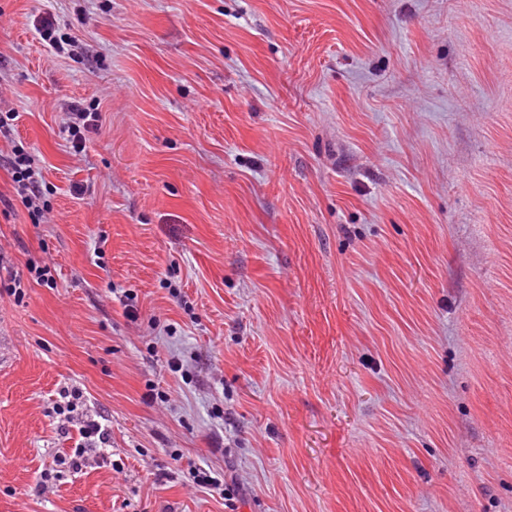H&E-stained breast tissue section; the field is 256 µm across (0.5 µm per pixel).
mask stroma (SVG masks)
<instances>
[{
	"label": "stroma",
	"mask_w": 512,
	"mask_h": 512,
	"mask_svg": "<svg viewBox=\"0 0 512 512\" xmlns=\"http://www.w3.org/2000/svg\"><path fill=\"white\" fill-rule=\"evenodd\" d=\"M0 77V512H512V0H0ZM70 123L67 125L65 131L68 132L70 138L71 148L75 153H81L85 149L79 123L82 122V128L88 125V122L97 121L99 118L98 112H90V108H84L79 105H72L69 109ZM11 128L0 123V139L3 137L10 147L6 156L0 149V160L6 162L11 171L13 182V196L27 210L34 224H40L49 211L45 201L42 200V185L44 183L43 167L38 156L25 152L22 147L14 144L11 137Z\"/></svg>",
	"instance_id": "1"
}]
</instances>
